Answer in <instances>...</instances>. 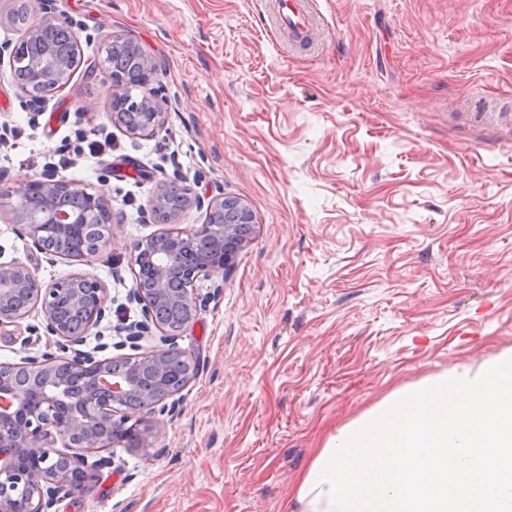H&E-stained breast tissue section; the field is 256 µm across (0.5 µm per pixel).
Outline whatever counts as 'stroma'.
Instances as JSON below:
<instances>
[{"label": "stroma", "instance_id": "stroma-1", "mask_svg": "<svg viewBox=\"0 0 512 512\" xmlns=\"http://www.w3.org/2000/svg\"><path fill=\"white\" fill-rule=\"evenodd\" d=\"M84 61L28 107L0 62V186L54 174L120 221L89 261L33 249L0 198V264L41 284L88 273L108 316L140 320L134 248L174 170L248 202L255 231L175 338L197 363L149 451L118 448L56 512H301L302 475L392 394L512 348V0H314L311 36L273 0H54ZM155 59L168 99L150 138L112 122L107 38ZM32 312L0 364L56 351Z\"/></svg>", "mask_w": 512, "mask_h": 512}]
</instances>
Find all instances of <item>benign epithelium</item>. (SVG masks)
I'll use <instances>...</instances> for the list:
<instances>
[{"label": "benign epithelium", "instance_id": "benign-epithelium-1", "mask_svg": "<svg viewBox=\"0 0 512 512\" xmlns=\"http://www.w3.org/2000/svg\"><path fill=\"white\" fill-rule=\"evenodd\" d=\"M27 12L35 18L19 43L0 44V58L9 55L11 67L28 61L29 47L49 26H60L77 35L76 22L55 15L52 0H26ZM36 81L63 86L67 66L62 56L47 50L31 61ZM140 80L147 94L134 98L124 94L119 74L112 75L114 103L152 110L151 125L133 133L148 137L158 132L159 89H149L156 71L153 57L142 51L138 62ZM181 170L159 188L151 208L157 214L163 194L171 186L183 183ZM73 187L66 180L45 174L27 181L19 191H6L16 197L13 222L20 225L33 249L46 250V238L63 241L61 253L78 251L89 259L105 246L112 225L117 223L109 201L84 189L77 193L84 207L72 212L60 205L55 196L59 187ZM229 203L247 214L250 206L232 196H186L183 207L195 208L210 217ZM90 224L105 225V233L91 243L85 235ZM153 247H135V265L141 276L134 280L129 300L141 306V319L118 328L125 334L130 354L99 359L93 352L80 349L87 336L106 317L105 287L94 276L77 274L41 288L31 270L14 262L0 265V328L14 325L36 309L43 313L45 335L73 356L47 352L20 364L31 383L18 385L0 375V512H52L58 503L92 491L96 474L106 459L89 454L91 448H150L155 437L153 417L157 413L174 416L173 400L188 383H176L172 375L180 367L172 358L171 336L164 328L159 308L178 304L187 312V323L196 319L204 300L188 290L180 296L167 288L170 278L186 276L191 281L223 273L242 249L237 224H202L190 233L164 231L150 237ZM160 333V346L141 352V341ZM127 361L137 372L125 377L112 374V364ZM129 395L140 396L135 420L116 410Z\"/></svg>", "mask_w": 512, "mask_h": 512}]
</instances>
